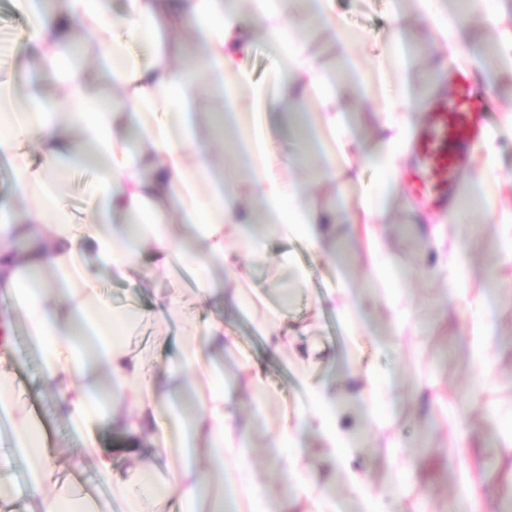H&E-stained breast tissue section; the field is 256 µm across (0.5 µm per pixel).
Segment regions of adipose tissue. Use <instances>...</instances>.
<instances>
[{
  "label": "adipose tissue",
  "mask_w": 512,
  "mask_h": 512,
  "mask_svg": "<svg viewBox=\"0 0 512 512\" xmlns=\"http://www.w3.org/2000/svg\"><path fill=\"white\" fill-rule=\"evenodd\" d=\"M111 0H63L58 11H27V37L39 47V60L62 89L61 109L47 111L22 96L16 71L0 73V156L10 163L17 193L27 202L24 217L0 201V470L24 466L37 512H337L331 496L316 497L318 485L335 483L326 464L342 460L348 484L360 486L352 468L358 448L349 433L351 412L340 392L327 382L311 383V406L301 408L304 426L328 452L305 457L289 422H281L272 442L279 452L283 494L271 499L266 485L243 479L250 436L224 388L220 364L231 325L226 309L251 302L242 283L246 271L229 256L235 241L254 260H262L266 237L293 234L321 243L335 211L310 206L306 188L284 182L269 145L318 125L339 147L349 135L341 115L346 107L335 74L318 66L309 51L310 35L326 31L345 40L346 28L332 11V0H308L311 16L294 23L291 0H180L171 12L161 0H125L114 17ZM487 0H412L423 27L411 29L397 16L388 52L373 74L388 85L392 60L419 55L427 47L446 49L449 64L468 65L459 42L463 30L489 23ZM189 23L202 45L196 66L208 86L224 96V124L235 132L234 153L251 187L244 205L240 183L211 168L200 117L189 103L184 71L165 56L144 61L132 45L158 37L159 29ZM101 52L117 93L103 109L86 110L91 75L63 52L62 26ZM270 41L280 59L274 82L254 80L244 54L256 39ZM248 107H240L241 98ZM127 113L129 129L143 139L134 155L116 121ZM37 146L38 159L29 148ZM91 163L82 219H74L64 199L67 172L78 161ZM122 223H115V216ZM28 244L16 253V238ZM149 250L156 265L184 268L190 292L173 289L155 295L149 310L112 309L94 277L78 266L81 256L95 259L109 278L149 287L141 263ZM204 306L195 318L190 304ZM177 319L180 367L197 392L191 406L172 402L161 391L154 352L135 350L110 325L127 319L136 325L154 315ZM21 326L36 349L43 383L59 397V413L81 424L83 455L111 488L104 497L71 492L46 448L32 411L16 395L12 331ZM109 423L125 432V474L114 472L111 450L98 444L96 429Z\"/></svg>",
  "instance_id": "ef3b65f1"
}]
</instances>
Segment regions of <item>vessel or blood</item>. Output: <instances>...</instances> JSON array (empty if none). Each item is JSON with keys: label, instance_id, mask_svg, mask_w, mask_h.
I'll use <instances>...</instances> for the list:
<instances>
[{"label": "vessel or blood", "instance_id": "b4317fda", "mask_svg": "<svg viewBox=\"0 0 512 512\" xmlns=\"http://www.w3.org/2000/svg\"><path fill=\"white\" fill-rule=\"evenodd\" d=\"M484 108L471 78L460 71L453 74L447 93L430 103L410 148L415 159L414 189L433 207L445 206L456 196L460 176L485 136Z\"/></svg>", "mask_w": 512, "mask_h": 512}]
</instances>
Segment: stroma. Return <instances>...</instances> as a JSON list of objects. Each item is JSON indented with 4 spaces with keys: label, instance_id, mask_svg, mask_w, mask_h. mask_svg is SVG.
I'll return each instance as SVG.
<instances>
[{
    "label": "stroma",
    "instance_id": "35a3bbf8",
    "mask_svg": "<svg viewBox=\"0 0 512 512\" xmlns=\"http://www.w3.org/2000/svg\"><path fill=\"white\" fill-rule=\"evenodd\" d=\"M401 6V0H334L337 14L361 35L349 51L361 69L372 71ZM26 28L17 0H0V31H10L15 43L8 65L23 73L24 92L55 103L60 92L39 71ZM489 83L508 98L499 111L484 115L487 134L461 178L467 207L422 205L412 191L407 156L395 162L390 196L396 206L385 219L333 224L328 242L317 246L270 239L262 263L237 253V264L250 267L295 337L288 351L271 356L257 316L239 308L229 314L236 347L223 357L224 372L233 374L237 359H251L269 394L261 406L235 396L254 443L244 477L278 487L272 429L285 410L303 401L297 359L313 352L322 361L321 377L343 395L355 394L358 374L368 368L389 387L381 424L372 422L365 404L357 406L356 436L373 492L394 490L405 512L426 505L441 512H504L512 502V67H501ZM346 152L359 175L355 185L312 179L304 168L280 176L307 180L308 199L317 209L358 214L361 195L375 191L386 171L363 145ZM371 234L391 265L396 302L386 300L376 278ZM347 302L360 314L353 336L334 309ZM12 338L21 398L39 416L63 477L82 494H106L109 486L93 468L68 467L62 450L77 445L79 435L59 415L57 394L37 375L22 329ZM394 445L404 450L395 461Z\"/></svg>",
    "mask_w": 512,
    "mask_h": 512
}]
</instances>
